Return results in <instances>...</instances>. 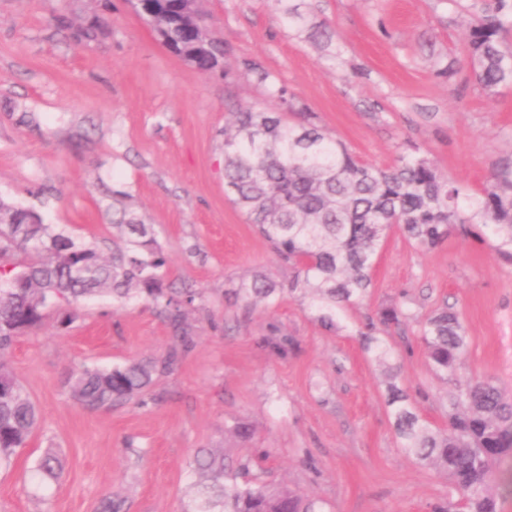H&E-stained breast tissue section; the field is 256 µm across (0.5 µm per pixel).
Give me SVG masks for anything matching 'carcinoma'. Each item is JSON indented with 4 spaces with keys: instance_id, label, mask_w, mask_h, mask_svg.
I'll list each match as a JSON object with an SVG mask.
<instances>
[{
    "instance_id": "1",
    "label": "carcinoma",
    "mask_w": 512,
    "mask_h": 512,
    "mask_svg": "<svg viewBox=\"0 0 512 512\" xmlns=\"http://www.w3.org/2000/svg\"><path fill=\"white\" fill-rule=\"evenodd\" d=\"M182 0H151L138 10L163 43L203 72L213 58L196 51L195 32L171 21ZM465 43L471 77L486 93L512 86V0H472ZM281 111L249 107L231 113L224 126V184L234 204L268 241L292 277L282 283L256 274L235 289L247 305L274 302L300 292L330 324L344 304L361 299L388 231L399 227L424 249L442 243L457 225L481 226L495 252L512 262V173L498 174L480 193L444 177L435 162L417 152L400 154L385 168L360 162L340 139L319 128L311 112L289 123L288 91L274 93ZM112 224L119 235L112 252L94 243L55 233L38 213L0 200V464L10 463L36 429L39 413L11 371L8 354L15 339L44 325L50 314L62 326L73 322L71 306L94 292L112 295L125 306L144 302L173 329L177 342L160 359L133 361L109 369L83 367L69 380L70 394L86 409H110L144 400L157 374L174 370L191 343L189 308L202 305L204 290L168 279L166 261L148 225L125 204L127 194L112 192ZM40 237L43 248L28 241ZM93 262V277L77 279L72 268ZM421 338L435 369L456 374L466 343L456 311L444 307L422 324ZM389 406L402 448L442 467L467 512H498L490 493L496 472L512 464V398L485 376L468 377L448 410V426L436 428L411 410L392 385ZM265 453L255 455L257 472L240 484L239 472L224 462V452L201 449L194 459L200 475L184 512H321L319 501L268 483ZM63 469L49 448L36 475L57 479Z\"/></svg>"
}]
</instances>
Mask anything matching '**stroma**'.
Masks as SVG:
<instances>
[{
	"instance_id": "stroma-1",
	"label": "stroma",
	"mask_w": 512,
	"mask_h": 512,
	"mask_svg": "<svg viewBox=\"0 0 512 512\" xmlns=\"http://www.w3.org/2000/svg\"><path fill=\"white\" fill-rule=\"evenodd\" d=\"M199 7L228 50L215 72L173 55L129 0H0V199L106 254L112 193L126 191L170 277L206 295L204 310L187 314L193 345L175 370L155 376L144 401L108 411L74 402L70 372L162 357L173 331L151 307L93 294L74 305L71 325L51 318L16 339L11 369L41 423L0 467V512H99L107 496L126 512H184L202 448L230 462L267 453V481L320 498L327 512H435L450 499L448 476L402 448L377 353L388 349L420 418L446 426L457 383L435 374L420 329L450 306L466 337L459 377L512 393V263L488 238L456 230L429 250L395 227L368 293L333 324L299 294L245 307L240 283L290 271L224 191V125L231 112L275 107L269 88L283 86L361 161L386 166L416 151L476 192L512 167V87L488 94L469 81L468 14L450 0ZM92 23L94 37L75 41ZM310 25L326 27L330 48L306 42ZM447 64L452 74L437 75ZM392 304L399 324L368 330L367 317ZM281 339L283 355L270 347ZM241 422L250 439L235 434ZM48 448L63 461L55 481L33 472Z\"/></svg>"
}]
</instances>
